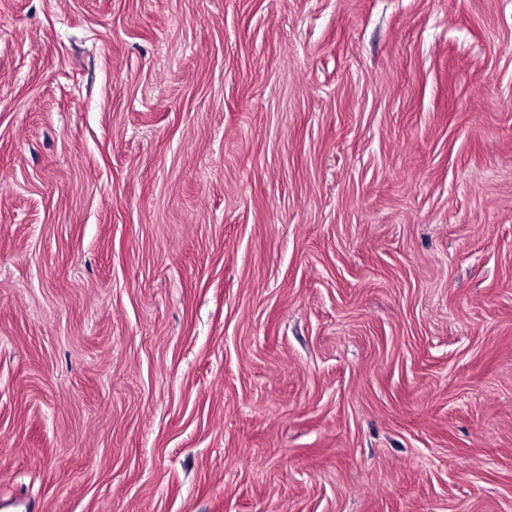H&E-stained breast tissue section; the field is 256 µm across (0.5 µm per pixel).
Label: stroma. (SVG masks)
Wrapping results in <instances>:
<instances>
[{
    "mask_svg": "<svg viewBox=\"0 0 512 512\" xmlns=\"http://www.w3.org/2000/svg\"><path fill=\"white\" fill-rule=\"evenodd\" d=\"M0 512H512V0H0Z\"/></svg>",
    "mask_w": 512,
    "mask_h": 512,
    "instance_id": "obj_1",
    "label": "stroma"
}]
</instances>
